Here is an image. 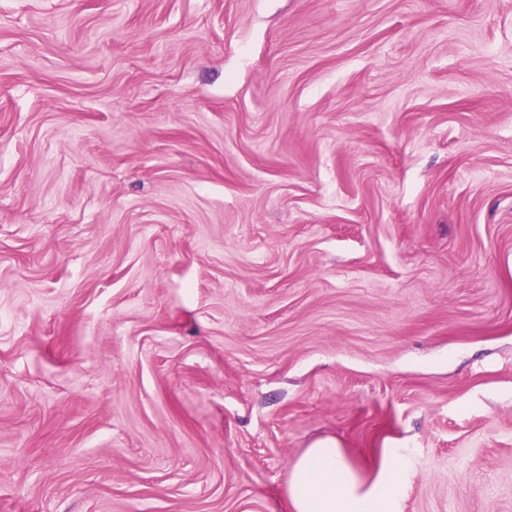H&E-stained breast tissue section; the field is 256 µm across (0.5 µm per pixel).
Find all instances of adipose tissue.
<instances>
[{
    "instance_id": "ef3b65f1",
    "label": "adipose tissue",
    "mask_w": 512,
    "mask_h": 512,
    "mask_svg": "<svg viewBox=\"0 0 512 512\" xmlns=\"http://www.w3.org/2000/svg\"><path fill=\"white\" fill-rule=\"evenodd\" d=\"M409 458L390 449L380 475L362 483L334 443L321 442L294 464L288 480L292 512H399Z\"/></svg>"
}]
</instances>
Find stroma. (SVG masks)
<instances>
[{
	"mask_svg": "<svg viewBox=\"0 0 512 512\" xmlns=\"http://www.w3.org/2000/svg\"><path fill=\"white\" fill-rule=\"evenodd\" d=\"M512 512V0H0V512ZM409 458L407 449L390 448L380 475L361 482L342 449L320 442L294 464L288 480L293 512H398Z\"/></svg>",
	"mask_w": 512,
	"mask_h": 512,
	"instance_id": "35a3bbf8",
	"label": "stroma"
}]
</instances>
